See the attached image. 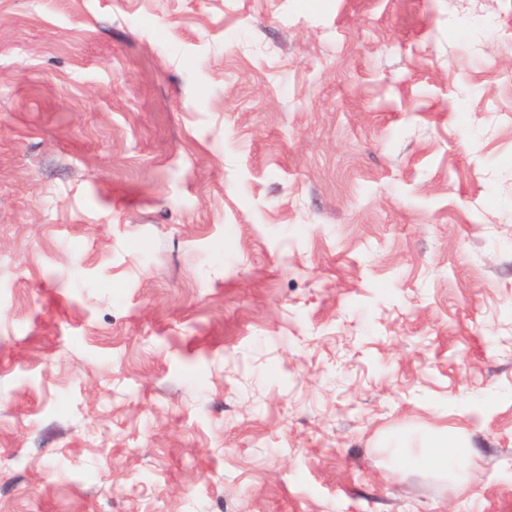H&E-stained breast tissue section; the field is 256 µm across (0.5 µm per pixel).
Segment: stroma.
<instances>
[{
	"mask_svg": "<svg viewBox=\"0 0 512 512\" xmlns=\"http://www.w3.org/2000/svg\"><path fill=\"white\" fill-rule=\"evenodd\" d=\"M0 512H512V0H0ZM469 452L468 441L460 432L444 431L435 434L420 454L406 457V462L415 468L437 469L459 480L458 473L465 468Z\"/></svg>",
	"mask_w": 512,
	"mask_h": 512,
	"instance_id": "1",
	"label": "stroma"
}]
</instances>
